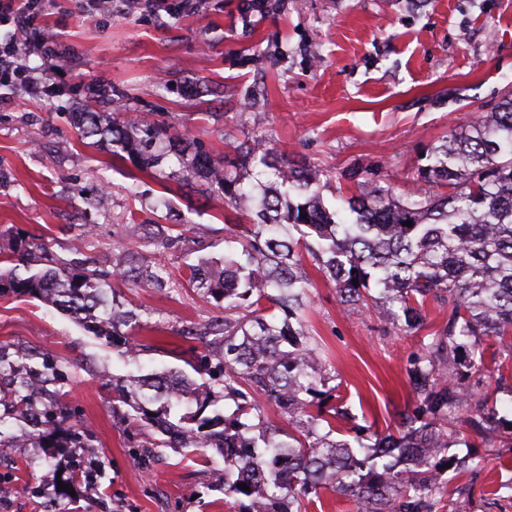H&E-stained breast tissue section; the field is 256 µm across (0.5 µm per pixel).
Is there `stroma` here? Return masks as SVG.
<instances>
[{
    "instance_id": "obj_1",
    "label": "stroma",
    "mask_w": 512,
    "mask_h": 512,
    "mask_svg": "<svg viewBox=\"0 0 512 512\" xmlns=\"http://www.w3.org/2000/svg\"><path fill=\"white\" fill-rule=\"evenodd\" d=\"M150 14L114 0L85 11L76 0H40L26 31L0 24V43L55 36V55L33 51L22 66L45 82V95L0 85V257L19 237L44 240L57 256L103 261L124 246L164 266L174 282L160 293L116 282L126 309L141 316L133 331L146 350L143 372L185 368L197 333L224 309L182 284L189 264L224 254V206L206 201L183 178L160 186L129 160L80 142L70 115L86 109L136 115L201 142L234 161L233 142L266 140L286 160L326 171L321 194L341 206L351 170L371 173L402 195L441 137L495 111L512 91V0H157ZM102 194L101 209L87 196ZM93 225L82 235L83 225ZM134 224L171 227L169 246L134 236ZM306 324L329 354L323 403L340 409L344 434L396 430L419 404L407 379L428 330L448 314L429 306L427 327L406 333L375 313L348 310L312 272ZM481 371L456 355L455 381L469 399L491 397L492 436L458 426L440 458L445 489L435 512H512V337L478 336ZM0 344L48 351L70 365L67 404L94 433L90 464L104 463L97 485L76 487L67 512H238L214 490L223 459L210 448H157L150 465L138 447L155 431L131 434L112 412L102 375L129 365L103 340L47 302L0 295ZM53 464L31 449L0 456V485L12 488L0 512H44L25 483H53Z\"/></svg>"
}]
</instances>
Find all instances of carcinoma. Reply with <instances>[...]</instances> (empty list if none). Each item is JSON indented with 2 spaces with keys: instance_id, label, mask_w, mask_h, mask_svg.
Instances as JSON below:
<instances>
[{
  "instance_id": "cac0c4a2",
  "label": "carcinoma",
  "mask_w": 512,
  "mask_h": 512,
  "mask_svg": "<svg viewBox=\"0 0 512 512\" xmlns=\"http://www.w3.org/2000/svg\"><path fill=\"white\" fill-rule=\"evenodd\" d=\"M71 122L80 139L94 137V145L157 176H168L163 165L177 166L250 220L225 226L228 236L242 238L241 249L187 266L189 286L224 303L220 329L192 365L203 382L178 369L112 378V411L125 405L130 427L163 435L142 446L141 462L149 464L154 448L214 449L224 459V496L248 499L239 512H302L305 497L320 489L354 499L358 512H432L443 490L429 460L452 443L451 417L463 402L446 366L465 338L512 335V97L432 147L411 198L378 179L344 174L354 187L344 197L355 215L350 223L325 205L323 170L291 163L260 140L235 145L241 162L229 169L201 146L180 148L159 124L112 112H73ZM19 251L26 275L0 270V294L42 298L125 363L137 362L144 348L121 327L140 315L108 298L104 283L112 277L162 291L171 285L162 268L119 249L108 275L56 257L30 236L20 239ZM307 256L334 283L342 305L371 310L406 331L427 324L428 303L448 306V322L408 370L423 408L403 414L398 435H376L373 454L358 453L366 449L358 435L333 438L329 420L318 432L323 418L314 408L322 402L319 367L326 360L305 324ZM69 382L52 354L0 345V452L14 447L10 422L24 424L32 429L30 447L63 458L60 480L71 488L80 480L94 484V471L84 455L92 433L65 402ZM226 398L238 401L230 419L215 409ZM269 406L288 415L291 429L268 421ZM29 493L45 499L47 512H61L68 495L56 483Z\"/></svg>"
}]
</instances>
